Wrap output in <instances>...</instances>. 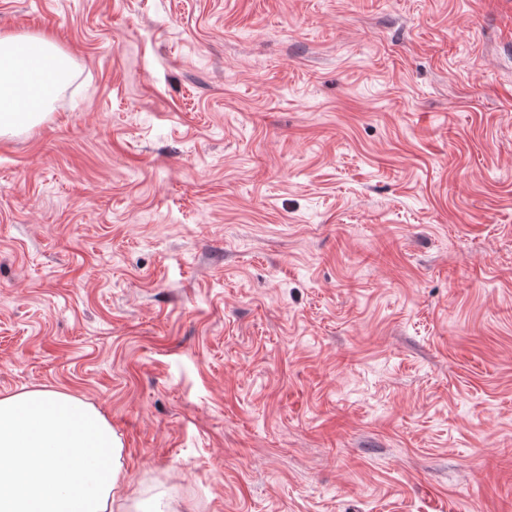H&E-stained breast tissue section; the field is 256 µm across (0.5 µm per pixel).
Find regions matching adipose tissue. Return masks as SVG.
I'll return each instance as SVG.
<instances>
[{"label":"adipose tissue","instance_id":"ef3b65f1","mask_svg":"<svg viewBox=\"0 0 512 512\" xmlns=\"http://www.w3.org/2000/svg\"><path fill=\"white\" fill-rule=\"evenodd\" d=\"M73 76L44 34L0 36V134L39 124ZM122 445L91 404L42 388L0 396V512H138Z\"/></svg>","mask_w":512,"mask_h":512}]
</instances>
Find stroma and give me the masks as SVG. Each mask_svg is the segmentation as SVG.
Instances as JSON below:
<instances>
[{"label": "stroma", "mask_w": 512, "mask_h": 512, "mask_svg": "<svg viewBox=\"0 0 512 512\" xmlns=\"http://www.w3.org/2000/svg\"><path fill=\"white\" fill-rule=\"evenodd\" d=\"M0 395L173 512H512V0H0ZM72 58L48 35L0 36V134L30 129L71 82Z\"/></svg>", "instance_id": "obj_1"}]
</instances>
